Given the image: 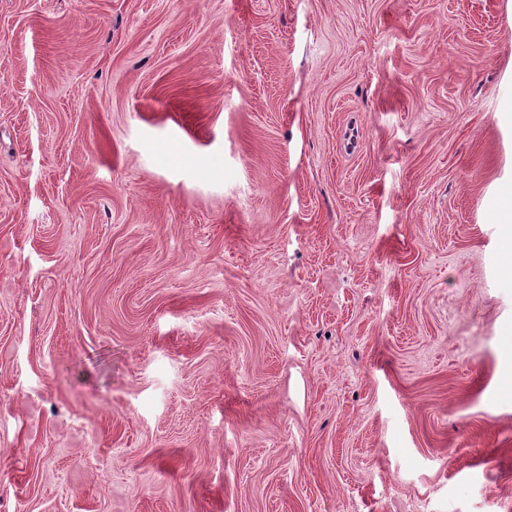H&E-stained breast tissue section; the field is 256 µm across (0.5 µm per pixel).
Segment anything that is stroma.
Returning a JSON list of instances; mask_svg holds the SVG:
<instances>
[{"instance_id": "stroma-1", "label": "stroma", "mask_w": 512, "mask_h": 512, "mask_svg": "<svg viewBox=\"0 0 512 512\" xmlns=\"http://www.w3.org/2000/svg\"><path fill=\"white\" fill-rule=\"evenodd\" d=\"M512 0H0V512H512Z\"/></svg>"}]
</instances>
